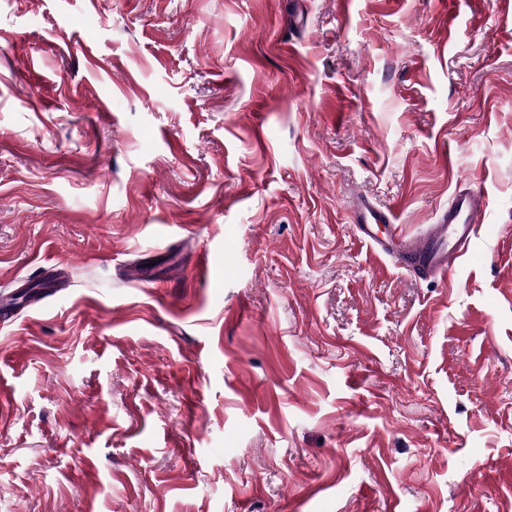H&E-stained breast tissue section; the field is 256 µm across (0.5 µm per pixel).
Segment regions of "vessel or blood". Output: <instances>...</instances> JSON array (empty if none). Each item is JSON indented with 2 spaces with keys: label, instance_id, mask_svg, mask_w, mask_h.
<instances>
[{
  "label": "vessel or blood",
  "instance_id": "1",
  "mask_svg": "<svg viewBox=\"0 0 512 512\" xmlns=\"http://www.w3.org/2000/svg\"><path fill=\"white\" fill-rule=\"evenodd\" d=\"M487 206L483 191H454L434 224L416 237L404 231L394 209H380L367 197H357L350 213L359 237L377 257L391 259L416 278L430 280L450 275L469 252Z\"/></svg>",
  "mask_w": 512,
  "mask_h": 512
}]
</instances>
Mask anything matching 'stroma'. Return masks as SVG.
Masks as SVG:
<instances>
[{
	"instance_id": "obj_1",
	"label": "stroma",
	"mask_w": 512,
	"mask_h": 512,
	"mask_svg": "<svg viewBox=\"0 0 512 512\" xmlns=\"http://www.w3.org/2000/svg\"><path fill=\"white\" fill-rule=\"evenodd\" d=\"M1 292L0 512H512V0H0ZM488 206L480 190H455L448 206L419 236L408 235L398 224L394 209H380L371 200L358 196L350 213L360 238L379 258H389L398 268L418 279L449 276L477 238Z\"/></svg>"
}]
</instances>
